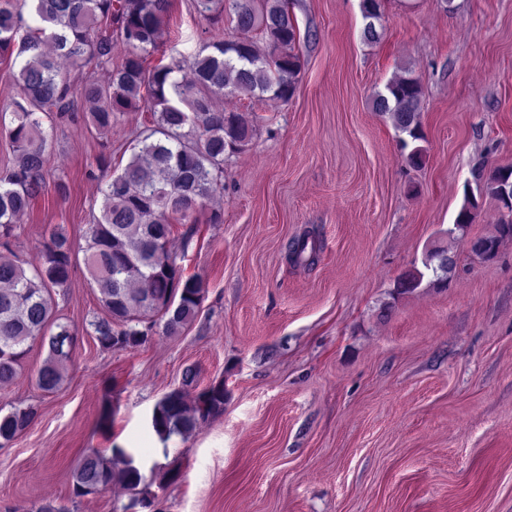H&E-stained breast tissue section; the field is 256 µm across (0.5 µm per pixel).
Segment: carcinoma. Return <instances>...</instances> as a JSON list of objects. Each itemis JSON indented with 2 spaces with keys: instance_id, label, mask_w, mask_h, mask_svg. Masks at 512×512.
<instances>
[{
  "instance_id": "cac0c4a2",
  "label": "carcinoma",
  "mask_w": 512,
  "mask_h": 512,
  "mask_svg": "<svg viewBox=\"0 0 512 512\" xmlns=\"http://www.w3.org/2000/svg\"><path fill=\"white\" fill-rule=\"evenodd\" d=\"M33 24L21 29L18 14L0 7V52L16 53L18 71L12 73L21 100L14 102L10 138L15 161L0 171V387L21 372L30 343L40 341L48 355L37 371L36 384L56 391L74 355L78 331L59 322L54 295L64 296L70 285L75 252L62 232H53L34 262L12 250L16 218L27 211L45 188L44 154L47 136L41 115L61 118L74 114V79L94 65L112 64L115 41L125 57L106 86L85 82L86 98L94 104L89 124L112 128L117 112H151L153 126L141 133L124 168L112 173L101 189L100 213L85 232L84 260L96 285L102 314L89 327L105 349L127 350L145 344L156 329L182 335L198 317L205 298L203 282L186 277L170 242L177 224H185L206 201L224 190V159L245 149L252 129L237 112H216L218 95L270 93L286 100L295 90L301 70L294 53L301 34L290 0H195L207 20L227 14L236 34L208 45L209 52L150 65L159 51L162 19L171 0H35ZM367 42L379 38L381 0H362ZM422 87L408 74L390 81L374 98V110L392 118L395 130L416 142L424 139ZM475 190L467 193L455 226L472 223L479 199L490 197L512 216V166L473 171ZM512 238V221H500L494 231L477 237L472 252L482 261L498 255ZM321 243L305 230L289 244L295 265L311 266ZM437 261L439 282L448 281L456 267L445 250L429 254ZM423 274L409 271L396 282L407 294L421 285ZM224 382L216 383L188 402L184 389H174L156 404L152 428L165 442L188 436L205 421L224 413ZM37 410L16 405L0 414V447L23 433ZM76 496L107 491L114 480L123 483L143 508L153 504L149 484L135 465L133 454L113 448L111 454L88 448L72 473Z\"/></svg>"
}]
</instances>
